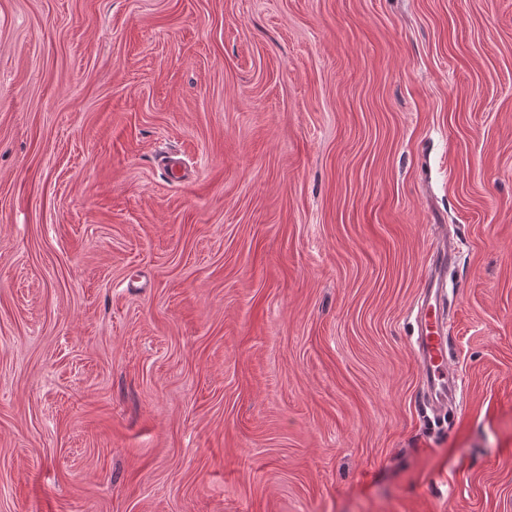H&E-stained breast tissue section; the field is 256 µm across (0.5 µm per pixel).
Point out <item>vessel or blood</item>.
<instances>
[{"instance_id": "obj_1", "label": "vessel or blood", "mask_w": 512, "mask_h": 512, "mask_svg": "<svg viewBox=\"0 0 512 512\" xmlns=\"http://www.w3.org/2000/svg\"><path fill=\"white\" fill-rule=\"evenodd\" d=\"M456 245L440 242L431 252L428 270L418 298L419 331L415 340L421 364L424 396L436 412L448 409V395L456 380L448 370V265L455 259Z\"/></svg>"}]
</instances>
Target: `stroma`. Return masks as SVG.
<instances>
[{
  "mask_svg": "<svg viewBox=\"0 0 512 512\" xmlns=\"http://www.w3.org/2000/svg\"><path fill=\"white\" fill-rule=\"evenodd\" d=\"M0 512H512V0H0ZM458 247L447 240L431 252L428 270L418 298L419 331L415 351L421 364L424 396L436 412L448 411V392L456 391V380L448 370V264Z\"/></svg>",
  "mask_w": 512,
  "mask_h": 512,
  "instance_id": "1",
  "label": "stroma"
}]
</instances>
